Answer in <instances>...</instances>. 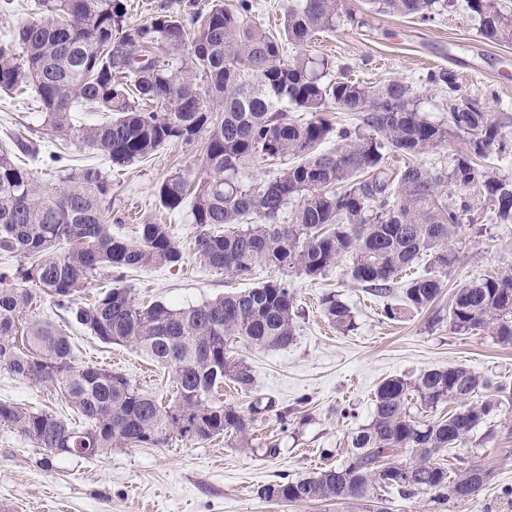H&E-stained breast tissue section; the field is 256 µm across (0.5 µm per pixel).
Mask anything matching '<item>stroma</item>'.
<instances>
[{
	"label": "stroma",
	"instance_id": "1",
	"mask_svg": "<svg viewBox=\"0 0 512 512\" xmlns=\"http://www.w3.org/2000/svg\"><path fill=\"white\" fill-rule=\"evenodd\" d=\"M360 24L340 22L320 33L308 55L325 57L346 68L351 78L375 84L400 78L413 83L420 107L436 122L447 117L439 87L426 84L427 73L453 71L465 97L488 110L512 116V45L482 39L461 7L449 8L435 21L369 11L366 0H345ZM34 91L0 95V149L15 136L33 139L42 132ZM46 151L65 150L73 164H93L112 176V231L126 240L139 237L141 224L168 225L182 252L174 267L131 270L123 286L137 303L155 301L188 307L267 281L287 283L296 297V336L288 347L258 350L245 341L231 348L255 377L252 393L232 382L215 389L213 399L249 409L262 400L248 443L222 436L201 442L170 441L161 448H115L95 459L49 458L14 427L0 425V512H339L324 503L282 504L261 497V490L281 480L309 477L326 465L351 460L348 443L374 415V393L385 379L415 380L430 369L465 366L512 388V345L488 335H457L429 311L402 309V290L380 298L352 280L350 259L323 277L309 279L273 267L257 268L245 281L230 279L197 261L199 232L190 205L163 209L159 183L180 173L201 176V142L171 143L145 161L111 165L75 141L49 142ZM464 221L449 249L454 262L442 280L438 311L465 282L502 268H512V224H493L485 211ZM334 293L354 316V328L341 333L323 318L319 300ZM400 308L397 318L388 306ZM35 313L63 326L71 338L76 363L110 366L134 386L162 402L175 396L174 372L132 345L105 344L75 324L49 297ZM64 417L75 427L85 420L67 405L56 385L31 384L0 369V402ZM451 467H483L490 475L469 500L444 502L422 489L383 497L390 512H512V399L500 404L488 424L460 447L441 453Z\"/></svg>",
	"mask_w": 512,
	"mask_h": 512
}]
</instances>
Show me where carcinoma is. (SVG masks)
Returning a JSON list of instances; mask_svg holds the SVG:
<instances>
[{
	"instance_id": "obj_1",
	"label": "carcinoma",
	"mask_w": 512,
	"mask_h": 512,
	"mask_svg": "<svg viewBox=\"0 0 512 512\" xmlns=\"http://www.w3.org/2000/svg\"><path fill=\"white\" fill-rule=\"evenodd\" d=\"M368 4L377 13L422 21L445 7L442 0ZM464 9L483 39L512 43V12L499 0H464ZM252 12V0L230 9L214 0L207 10L172 0L133 26L124 0H42L40 12L0 41V90L34 88L50 136L76 140L118 167L166 143L204 137L197 184L177 173L157 188L167 210L191 201L200 228L196 257L204 266L240 280L260 265L316 278L347 256L352 279L384 298L426 254L434 271L403 282V302L418 312L435 309L441 274L451 264L448 242L475 202L488 203L494 223L512 224V176L483 162L492 154L512 157L506 122L461 94L450 71L426 76L446 92L447 120L433 122L411 84L333 75L328 60L303 54L336 21H356L344 0H289L275 34L257 25ZM287 44L298 53L288 56ZM78 103L109 117L77 125ZM332 107L361 113L360 122L333 126L320 116ZM291 112L310 118L297 121ZM456 137L466 139L468 151L450 168L414 161ZM283 161L287 167L263 183L243 179L256 164ZM35 166L51 168L54 190L39 182ZM111 201L112 178L98 167H75L59 152L44 155L24 136L0 151V250L23 258L0 272V368L33 383H57L87 427L11 402H0V425L54 457L97 458L114 448L220 435L248 441L260 402L246 413L211 394L226 379L244 392L254 388L251 368L227 360V344L240 338L262 350L287 346L296 334L294 292L270 281L174 308L140 306L130 289L113 287L74 309L75 295L104 271L121 276L183 259L163 224L141 225L136 244L114 235ZM40 293L101 342L134 345L173 368L172 402H159L107 368L76 364L60 326L23 320ZM321 306L337 330L354 327L351 309L336 295H325ZM435 319L448 320L454 334L482 333L512 345V269L462 284L448 298V316ZM510 394L506 384L465 367L427 370L413 381L389 378L375 392L372 422L351 437L349 464L269 484L261 494L282 503L356 501L365 512H387L384 501L369 497L377 484L471 499L489 472L448 468L435 455L465 442ZM414 399L424 411L444 403L457 408L446 419L421 423L410 412ZM405 448L412 449L411 462L391 460Z\"/></svg>"
}]
</instances>
